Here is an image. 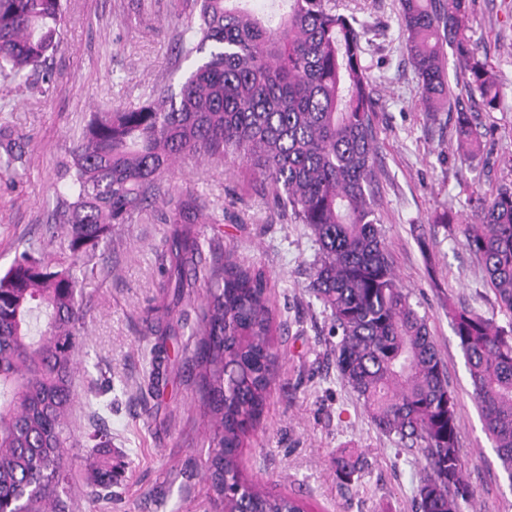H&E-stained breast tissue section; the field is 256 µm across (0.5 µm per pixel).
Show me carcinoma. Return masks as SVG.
<instances>
[{"label":"carcinoma","instance_id":"obj_1","mask_svg":"<svg viewBox=\"0 0 512 512\" xmlns=\"http://www.w3.org/2000/svg\"><path fill=\"white\" fill-rule=\"evenodd\" d=\"M195 0L181 52L192 59L179 88L137 105L88 115L59 165L65 193L55 223L74 261L24 250L0 271V512H67L63 456L73 399L72 350L83 330L80 278L112 228L148 207L156 182L180 158H230L250 169L277 206L307 225L318 245L309 288L330 311L342 381L376 429L425 460L415 512H464L474 491L463 476L457 397L427 320L401 287L376 213L375 103L362 65L363 25L333 0ZM473 0H399V25L427 112L456 111L466 156L490 131L462 100L499 104L490 62L474 51ZM67 0H0V74L41 67L59 44ZM458 66L450 87L446 59ZM472 207L480 223L463 246L487 277L499 314L448 302L484 430L512 486V185ZM192 192L167 201L158 290L143 322L158 337L149 389L167 380L168 344L181 335L171 304L202 293L195 336L197 386L209 451L214 512H309L302 499L248 479L240 456L270 398L282 343L262 268L205 253L197 224L215 222ZM92 442L85 480L112 501L116 450L106 428Z\"/></svg>","mask_w":512,"mask_h":512}]
</instances>
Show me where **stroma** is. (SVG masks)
I'll use <instances>...</instances> for the list:
<instances>
[{"label": "stroma", "mask_w": 512, "mask_h": 512, "mask_svg": "<svg viewBox=\"0 0 512 512\" xmlns=\"http://www.w3.org/2000/svg\"><path fill=\"white\" fill-rule=\"evenodd\" d=\"M336 5L367 31L361 59L377 101L378 216L397 278L426 315L457 396L463 472L476 492L472 510L512 512V486L483 430L443 308L451 299L485 314L497 309L459 227L475 221L474 192L512 183V0H474L471 40L494 66L501 96L499 107L482 115L494 135L474 158L456 149L454 113L429 114L419 105L397 0ZM190 11L186 0H70L61 45L46 63L20 78L0 75V128L21 147L11 170L0 172V270L28 246L70 264L66 242L47 232L63 191L57 164L89 112L133 105L179 84L189 67L180 47ZM177 189L223 214V223L198 225L203 245L266 271L283 329L271 397L242 450L245 475L307 500L315 512H415L424 460L381 434L339 376L329 313L308 288L318 249L311 230L274 208L245 168L213 158L178 161L159 180L152 210L115 226L93 275L80 284L85 333L73 353L72 439L63 461L69 512H211L193 336L171 344L163 392L145 385L155 338L141 316L159 279L166 230L156 212ZM444 214L458 227L446 237L431 229ZM99 425L124 455L108 505L94 501L82 475L87 437ZM344 453L365 460L348 481L336 468Z\"/></svg>", "instance_id": "1"}]
</instances>
